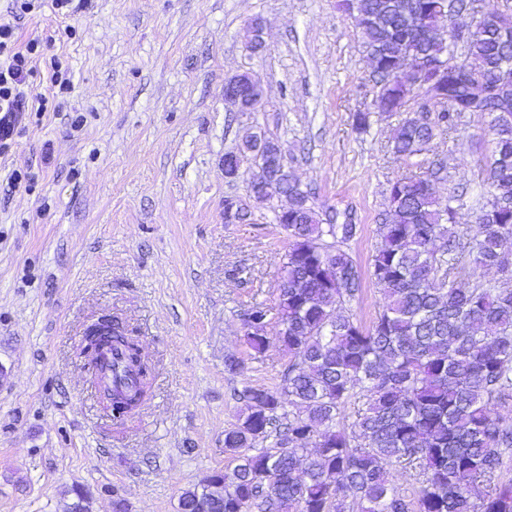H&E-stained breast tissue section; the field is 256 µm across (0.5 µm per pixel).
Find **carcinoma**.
<instances>
[{"label":"carcinoma","instance_id":"obj_1","mask_svg":"<svg viewBox=\"0 0 512 512\" xmlns=\"http://www.w3.org/2000/svg\"><path fill=\"white\" fill-rule=\"evenodd\" d=\"M360 46L379 78L378 100L403 112L413 98L402 68L418 56L448 66L427 73L423 92L448 101L434 119H404L394 154H420L456 130L466 112L482 120L493 151L482 168L488 195L477 224L456 223L453 197L435 183V163L389 188L369 277L383 297L374 321L362 326L342 314L362 292L361 271L347 248L356 225L336 224L310 204L291 178L277 142L248 136L238 149L267 163L251 183L288 192V211L275 215L291 239L279 281V341L293 362L282 391L248 385L244 409L224 433L236 454L182 494L181 512H512V480L500 479L512 457V424L496 408L512 399V7L485 14L468 32L427 33L469 0H341ZM465 42L463 56L454 55ZM480 270L497 276L481 278ZM267 307L243 315L250 347L266 349ZM92 357L111 349L131 377L112 387V412L140 406L150 367L136 337L103 320L86 330ZM288 401H283L282 396ZM354 420L342 421L348 405ZM314 443V450L306 448ZM416 472L410 496L393 484V469ZM486 485L476 496L475 488Z\"/></svg>","mask_w":512,"mask_h":512}]
</instances>
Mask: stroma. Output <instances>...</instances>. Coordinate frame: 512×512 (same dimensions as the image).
Here are the masks:
<instances>
[{"label":"stroma","instance_id":"35a3bbf8","mask_svg":"<svg viewBox=\"0 0 512 512\" xmlns=\"http://www.w3.org/2000/svg\"><path fill=\"white\" fill-rule=\"evenodd\" d=\"M264 23L266 50L246 48ZM55 31L44 53L71 72L54 109L27 118L0 155V512H180L187 489L234 466L224 432L247 385L281 390L292 357L277 336L279 268L291 241L279 200L250 192L224 156L242 138L275 139L316 210L357 227L348 247L367 268L396 179L443 163L440 197L474 224L492 144L467 114L420 155L392 153L424 97L376 109L378 89L337 0H89L64 19L49 0L22 18L20 42ZM252 72L256 111L224 103L225 79ZM369 113L358 128L355 115ZM19 178L8 186L7 174ZM246 221L226 223V200ZM269 309L265 352L244 311ZM120 317L152 366L146 402L123 423L104 409L77 345L94 318ZM243 364L238 373L226 358ZM82 496H75V489Z\"/></svg>","mask_w":512,"mask_h":512}]
</instances>
